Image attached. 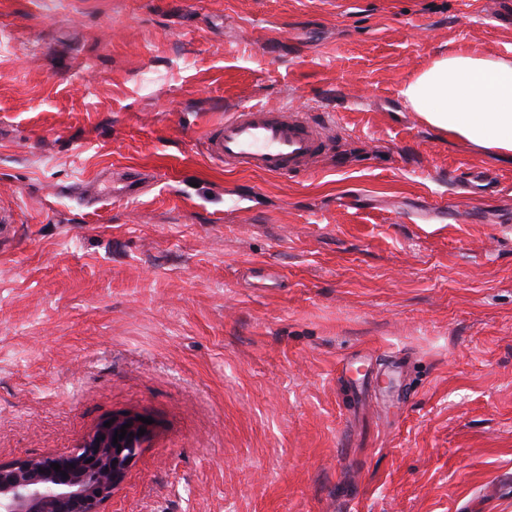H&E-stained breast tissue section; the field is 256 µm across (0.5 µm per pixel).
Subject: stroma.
I'll return each instance as SVG.
<instances>
[{
    "label": "stroma",
    "instance_id": "stroma-1",
    "mask_svg": "<svg viewBox=\"0 0 512 512\" xmlns=\"http://www.w3.org/2000/svg\"><path fill=\"white\" fill-rule=\"evenodd\" d=\"M496 10L0 0V460L131 412L155 432L104 512H512V154L400 94L512 57ZM253 104L329 121L315 172L210 161Z\"/></svg>",
    "mask_w": 512,
    "mask_h": 512
}]
</instances>
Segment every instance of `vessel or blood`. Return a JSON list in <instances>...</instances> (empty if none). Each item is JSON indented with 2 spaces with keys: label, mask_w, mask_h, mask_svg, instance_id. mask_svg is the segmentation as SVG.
<instances>
[{
  "label": "vessel or blood",
  "mask_w": 512,
  "mask_h": 512,
  "mask_svg": "<svg viewBox=\"0 0 512 512\" xmlns=\"http://www.w3.org/2000/svg\"><path fill=\"white\" fill-rule=\"evenodd\" d=\"M205 143L208 158L226 169L293 177L315 170L329 139L305 112L247 106L225 117Z\"/></svg>",
  "instance_id": "1"
}]
</instances>
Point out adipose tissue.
I'll return each mask as SVG.
<instances>
[{
    "mask_svg": "<svg viewBox=\"0 0 512 512\" xmlns=\"http://www.w3.org/2000/svg\"><path fill=\"white\" fill-rule=\"evenodd\" d=\"M401 94L434 129L496 153H512V58L449 51Z\"/></svg>",
    "mask_w": 512,
    "mask_h": 512,
    "instance_id": "obj_1",
    "label": "adipose tissue"
}]
</instances>
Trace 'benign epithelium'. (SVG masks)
Wrapping results in <instances>:
<instances>
[{
  "mask_svg": "<svg viewBox=\"0 0 512 512\" xmlns=\"http://www.w3.org/2000/svg\"><path fill=\"white\" fill-rule=\"evenodd\" d=\"M112 419L109 427L100 422L65 456L0 461V512H103L153 432L152 425L133 413ZM125 424V438L113 444L115 432ZM141 429L146 430L142 436Z\"/></svg>",
  "mask_w": 512,
  "mask_h": 512,
  "instance_id": "1",
  "label": "benign epithelium"
}]
</instances>
